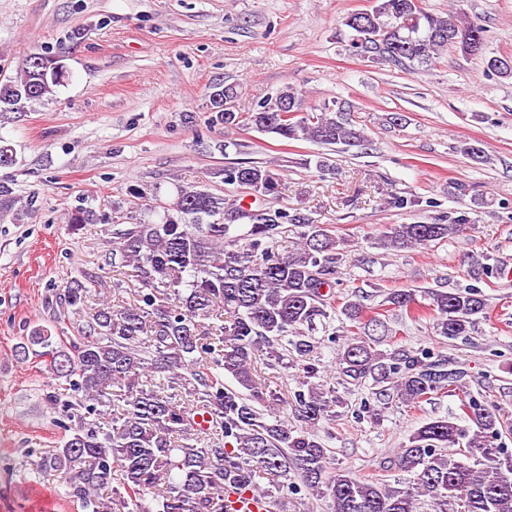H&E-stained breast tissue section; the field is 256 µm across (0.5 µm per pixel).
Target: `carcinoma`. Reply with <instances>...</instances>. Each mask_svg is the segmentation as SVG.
<instances>
[{
    "mask_svg": "<svg viewBox=\"0 0 512 512\" xmlns=\"http://www.w3.org/2000/svg\"><path fill=\"white\" fill-rule=\"evenodd\" d=\"M343 25L355 52L376 63L404 68L430 66L450 47L482 52L484 28L463 12L441 16L422 0H373L363 16L348 14ZM386 37L376 41L373 36ZM39 53L27 55L17 77L0 76V111L20 112L30 101L54 95L64 68ZM235 101L231 85L217 83L209 95L213 125L251 126L286 142L357 146L365 137L350 116L351 106L310 105L293 85L281 87L249 112H226L214 97ZM301 115L281 118V104ZM458 151L482 162L475 140ZM224 183L245 186L257 196L279 195L286 182L263 163H241L214 172ZM0 182V215L21 222L30 215ZM104 222L92 207H78L68 224ZM460 215L429 224H393L380 237L388 250L428 246L463 232ZM297 228L286 252L277 249L284 225ZM347 240L299 212L246 209L205 187L181 186L158 219L117 232L112 250L133 268L136 299L121 305L100 300L89 305L92 276L72 280L63 304L85 324L78 335L54 339L33 328L15 347L18 359L67 353L66 366L52 370L57 390L45 400L66 409L72 424L63 444L32 461V470L65 475L64 494L82 512H226L224 488L284 498L303 487L331 501L334 512H416L418 497L432 512H512V456L503 437L512 422L495 404L468 394L461 413L435 417L417 428L397 449L393 463L407 474L405 487L352 476L330 465L329 449L318 430L343 404L335 390L311 379L318 374L317 324L335 311L323 289L342 260ZM364 296L353 291L341 311L349 338L337 361L345 381H372L379 401L407 407L461 387L464 372L432 359L425 349L387 353L361 336L366 326ZM423 299L435 332L451 340L470 335L487 314L473 287L426 291ZM384 302L411 315L419 301L413 289H394ZM266 365L288 368L299 362L300 390L294 394L297 425L269 417L266 408L282 395L254 379L256 356ZM231 376L238 388L224 385ZM209 416V426L196 421ZM91 415L107 421L88 420ZM205 441L203 447L197 446ZM267 479L269 486H260Z\"/></svg>",
    "mask_w": 512,
    "mask_h": 512,
    "instance_id": "obj_1",
    "label": "carcinoma"
}]
</instances>
